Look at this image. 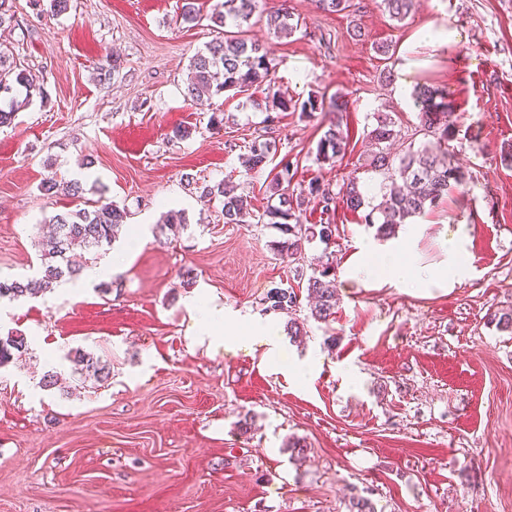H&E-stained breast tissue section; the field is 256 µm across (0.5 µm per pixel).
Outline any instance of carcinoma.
Wrapping results in <instances>:
<instances>
[{"mask_svg":"<svg viewBox=\"0 0 512 512\" xmlns=\"http://www.w3.org/2000/svg\"><path fill=\"white\" fill-rule=\"evenodd\" d=\"M392 19L401 22L414 8V0H383ZM256 9V0H224L214 9L210 21L221 36L211 40L205 49L197 52L190 63L191 76L184 88V98L189 104L207 102L225 91L245 93L251 89L265 88L264 109L267 112H288L299 109L303 112H336L316 143V159L334 163L343 159L348 145V131L343 129V112L347 101L336 95L330 98L312 93L301 103L282 95L274 89L270 53L262 44L246 36L244 26L250 23ZM266 26L275 34L290 35L298 24L287 11L267 14ZM25 93L24 100L38 96L45 98L43 87L33 75L10 59V51L0 48V125L12 120L18 102L16 96ZM419 107L418 118L421 130L433 134L434 142L419 148L408 146L398 156L391 154L389 146L398 137L395 122L385 116L377 119L371 138L378 145L373 155L374 167L389 174L390 184L385 188L382 200L371 205L368 189L358 177L348 179L339 191L317 178L309 180L304 187L292 185L296 170L290 163L281 166L272 179L275 203L266 206L258 216V223L270 224L281 234L275 245L276 253H288L294 260L302 259L304 243L318 240L327 245L335 238L334 216L338 204L357 212L369 209L364 222L377 226L383 236L394 233L398 225L426 210L435 207L448 194L451 184L461 182L456 169L448 164L446 145L453 134L454 120L450 102L439 89L423 87L413 93ZM273 145L271 142L254 143L250 147L247 170L255 171L266 165ZM41 190L45 195L62 193L73 198L81 197L83 187L77 180L65 184L58 182L57 173L44 178ZM199 198L206 202L214 199L221 203L224 223L238 224L250 206L248 195L238 191L232 181L202 187ZM321 210L322 218L317 224L304 222L310 204ZM127 211L113 202H99L92 208H77L61 211L50 218L54 233L38 242L40 268L36 275L24 280L1 281L0 300L17 301L35 298L51 291L65 278H77L81 268L71 262L67 253L80 250L88 255L85 262L98 259L99 251L112 244L119 225L125 223ZM307 291L313 303L311 316L328 321L336 314V273L334 267L326 265L313 271L308 278ZM265 310L289 315L299 307L298 293L292 288H272L265 298ZM24 336L9 334L0 336V367L9 364L14 356L26 351ZM77 361L83 363L86 372L98 379L108 376L106 366L88 353H78Z\"/></svg>","mask_w":512,"mask_h":512,"instance_id":"1","label":"carcinoma"}]
</instances>
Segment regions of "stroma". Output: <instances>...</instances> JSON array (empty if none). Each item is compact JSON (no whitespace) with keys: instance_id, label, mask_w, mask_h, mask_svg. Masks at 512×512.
I'll return each instance as SVG.
<instances>
[{"instance_id":"stroma-1","label":"stroma","mask_w":512,"mask_h":512,"mask_svg":"<svg viewBox=\"0 0 512 512\" xmlns=\"http://www.w3.org/2000/svg\"><path fill=\"white\" fill-rule=\"evenodd\" d=\"M353 2L329 14L315 0H257L262 14L288 8L298 29L279 38L254 19L247 32L269 49L286 95L344 96L350 144L332 164L315 158L330 113L269 124L260 91L185 102L191 59L215 33L205 18L179 22L182 0H71L59 16L6 0L13 22L0 42L46 96L0 127V279L37 269L44 220L72 206L41 191L48 168L129 216L96 262L103 276L0 302V336L27 341L0 368V512H348L354 497L376 512H512V333L492 320L512 308V0H416L400 23L383 0ZM429 23L455 30L456 43L421 40ZM109 54L119 67L104 80ZM402 82L453 100L448 152L464 179L395 235L341 206L334 242L307 244L298 264L276 255L272 225L228 224L219 202L199 201V186L230 179L262 213L284 159L295 183L337 190L356 176L380 197L383 176L369 166L377 116L395 120V149L423 140ZM222 113L231 122L213 127ZM178 127L189 137L174 138ZM257 140L275 148L249 172L242 157ZM171 209L189 219L175 236L161 227ZM460 230L468 269L454 287L401 288L381 271L393 252L428 276ZM326 262L337 306L321 323L305 296ZM275 287L301 296L294 316L266 312ZM206 307L223 308L234 350L199 343ZM291 318L302 338L289 336ZM256 324L289 357L312 359L313 373L302 381L271 359L248 333ZM77 350L105 361L108 380L75 373Z\"/></svg>"}]
</instances>
